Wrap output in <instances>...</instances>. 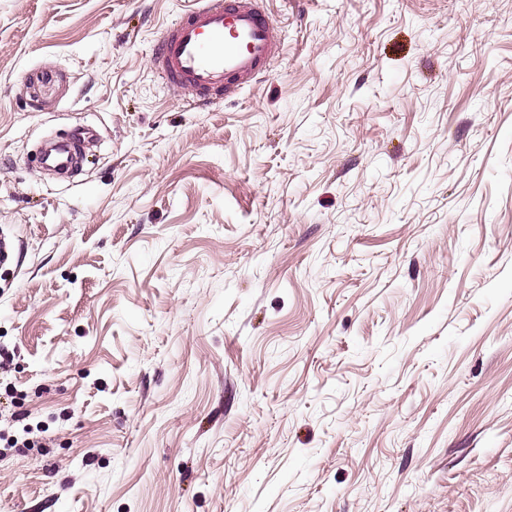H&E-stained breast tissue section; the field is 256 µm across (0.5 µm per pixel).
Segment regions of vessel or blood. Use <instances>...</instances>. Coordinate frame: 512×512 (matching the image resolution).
<instances>
[{"label": "vessel or blood", "instance_id": "1", "mask_svg": "<svg viewBox=\"0 0 512 512\" xmlns=\"http://www.w3.org/2000/svg\"><path fill=\"white\" fill-rule=\"evenodd\" d=\"M266 0H195L159 33L151 65L163 84L207 106L240 92L271 73L282 51L281 26ZM78 131L66 143L48 145L43 167L68 176L79 163Z\"/></svg>", "mask_w": 512, "mask_h": 512}]
</instances>
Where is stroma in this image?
<instances>
[{"mask_svg":"<svg viewBox=\"0 0 512 512\" xmlns=\"http://www.w3.org/2000/svg\"><path fill=\"white\" fill-rule=\"evenodd\" d=\"M188 3L0 0V512H512V0H269L209 108ZM267 0H199L159 33L151 65L166 86L207 106L269 74L282 51ZM87 138L88 132L79 130L69 142L48 145L42 155L43 167L63 176L73 174L80 159L79 146Z\"/></svg>","mask_w":512,"mask_h":512,"instance_id":"35a3bbf8","label":"stroma"}]
</instances>
